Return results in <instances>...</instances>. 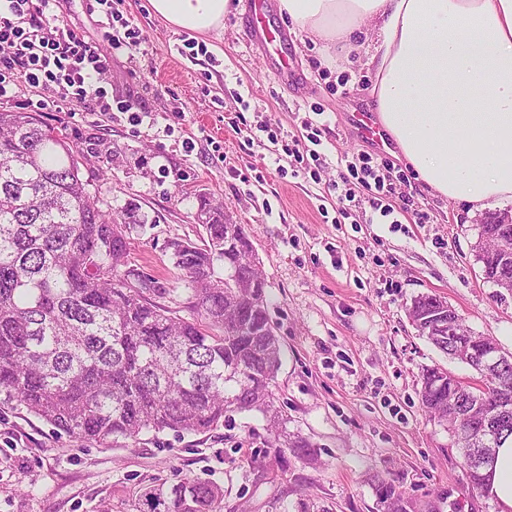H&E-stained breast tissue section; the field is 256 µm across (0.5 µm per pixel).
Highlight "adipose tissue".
I'll use <instances>...</instances> for the list:
<instances>
[{"instance_id":"obj_1","label":"adipose tissue","mask_w":512,"mask_h":512,"mask_svg":"<svg viewBox=\"0 0 512 512\" xmlns=\"http://www.w3.org/2000/svg\"><path fill=\"white\" fill-rule=\"evenodd\" d=\"M185 30L224 26L232 0H150ZM294 28L328 51H360L373 108L435 194L483 210L512 200V0H279ZM486 490L512 512V437Z\"/></svg>"}]
</instances>
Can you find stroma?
<instances>
[{
    "instance_id": "35a3bbf8",
    "label": "stroma",
    "mask_w": 512,
    "mask_h": 512,
    "mask_svg": "<svg viewBox=\"0 0 512 512\" xmlns=\"http://www.w3.org/2000/svg\"><path fill=\"white\" fill-rule=\"evenodd\" d=\"M112 8L143 42L112 56L111 116L38 118L87 156L83 178L102 210L138 205L144 221L130 229L127 263L146 277L156 304L190 315L167 244L202 243L201 197L245 225L281 344L274 402L289 434L309 448L282 451L259 414L200 434L87 442L4 401L0 512H139L144 489L193 476L223 489L221 512H296L307 497L329 512H388L371 483L376 473L415 512H498L468 483L447 425L418 396L426 368L465 380L473 372L420 337L407 312L418 295L440 296L472 331L512 353V295L483 279L475 215L429 191L397 156L414 189L413 212L393 224L363 201L344 223L331 219L342 158L376 151L351 123L353 111L370 109L371 73H346L323 42L294 33L286 52L301 78L281 84L246 43L245 0L223 29L196 34L206 51L193 59L183 50L186 30L157 17L150 0H114ZM56 13L101 42L107 18L88 0H60ZM311 112L325 128L319 180L279 174L261 125L299 136ZM417 210L425 223H416Z\"/></svg>"
}]
</instances>
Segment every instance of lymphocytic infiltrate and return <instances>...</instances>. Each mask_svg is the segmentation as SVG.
I'll use <instances>...</instances> for the list:
<instances>
[{
  "instance_id": "lymphocytic-infiltrate-1",
  "label": "lymphocytic infiltrate",
  "mask_w": 512,
  "mask_h": 512,
  "mask_svg": "<svg viewBox=\"0 0 512 512\" xmlns=\"http://www.w3.org/2000/svg\"><path fill=\"white\" fill-rule=\"evenodd\" d=\"M58 0H0V97L18 85L51 88L56 99H40L34 104L40 111L67 109L76 112L88 106L100 113L110 112L112 97L101 84L112 71V54L132 52L142 43L139 29L125 24L123 34H107L106 47L84 39L69 25L59 22L54 9ZM305 137L284 141L281 134L268 131L272 154L283 153L292 159L297 173H311L318 160L322 130L312 121L302 123ZM394 163L388 157L374 158L362 153L346 161L339 174L341 188L336 195L339 215H346L347 202L356 190L368 193L373 211L388 217L394 212L396 195Z\"/></svg>"
}]
</instances>
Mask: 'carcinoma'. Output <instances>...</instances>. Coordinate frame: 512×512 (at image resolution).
<instances>
[{"instance_id": "obj_1", "label": "carcinoma", "mask_w": 512, "mask_h": 512, "mask_svg": "<svg viewBox=\"0 0 512 512\" xmlns=\"http://www.w3.org/2000/svg\"><path fill=\"white\" fill-rule=\"evenodd\" d=\"M83 154L63 133L30 112L0 110V393L59 434L103 442L144 432H206L232 413H259L286 424L270 386L281 345L268 313L255 253L224 223V208L199 209L207 235L168 243L173 265L187 285L192 317L177 316L143 297L146 281L126 267L130 225L137 208L101 212L83 180ZM238 280H224V242ZM441 305L421 294L409 307L418 335L450 358L456 335L471 333L451 310L436 327L422 323ZM423 408L440 422L448 408L508 410L500 437L512 436V364L488 391L448 379L430 367L422 374ZM458 448H478L481 465L465 469L474 489L486 486L498 442L464 438ZM378 499L396 501L395 488L374 476ZM217 484L188 478L146 493L147 512H217Z\"/></svg>"}]
</instances>
